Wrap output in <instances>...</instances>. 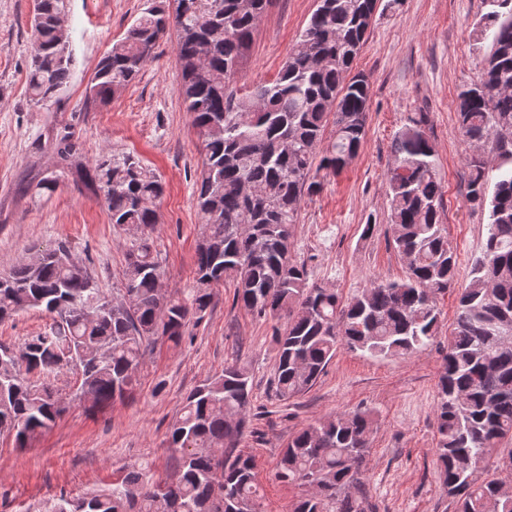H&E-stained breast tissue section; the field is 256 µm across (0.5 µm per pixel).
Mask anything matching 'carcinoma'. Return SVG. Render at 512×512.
Returning a JSON list of instances; mask_svg holds the SVG:
<instances>
[{"instance_id": "obj_1", "label": "carcinoma", "mask_w": 512, "mask_h": 512, "mask_svg": "<svg viewBox=\"0 0 512 512\" xmlns=\"http://www.w3.org/2000/svg\"><path fill=\"white\" fill-rule=\"evenodd\" d=\"M69 0H36L32 12L31 101L55 104L70 84L73 57L59 43L58 19ZM150 5L112 44L86 87L105 104L139 74L157 41L177 32L180 95L198 130L202 170L197 207L202 239L195 286L163 295L150 232L160 223V176L135 155H100L87 184L111 223L141 229L125 252L123 288H99L63 242L20 260L0 275V322L30 310L52 322L20 348L0 342V430L18 446L65 411L48 379L65 368L81 376L93 406L124 399L148 346L179 344L200 322L212 287L229 279L234 302L258 317L285 316L275 328L274 382L280 398L306 392L344 345L373 357L413 356L439 327L436 297L457 277V257L443 224L444 192L426 112L408 118L392 140L387 173L394 249L404 277L375 281L343 299L308 283L292 259V227L305 198L319 193L359 151L366 135L370 84L352 67L370 30L377 0H320L277 76L242 91L233 81L273 0H171ZM490 41L479 80L459 95L467 145V201L489 212L487 237L458 296L455 327L438 380L437 464L455 512H512V497L482 465L512 440V8L488 12L475 28ZM252 384L231 365L205 380L172 424L168 448L175 480L134 468L112 488L60 496L51 512H261L255 463L237 451ZM374 431L369 410L328 416L295 433L276 476L304 488L293 512H367L362 473Z\"/></svg>"}]
</instances>
